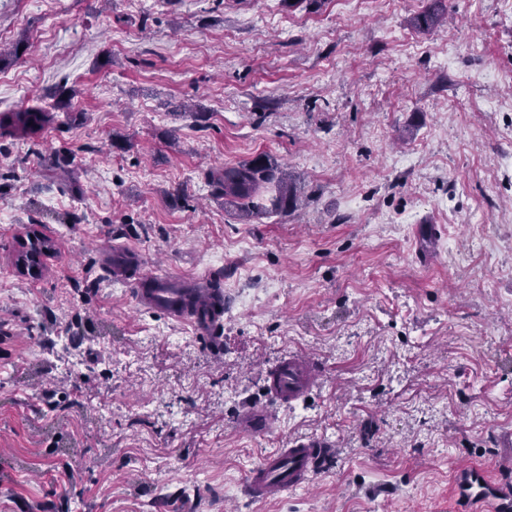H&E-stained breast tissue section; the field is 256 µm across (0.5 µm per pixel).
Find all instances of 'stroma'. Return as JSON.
<instances>
[{"mask_svg": "<svg viewBox=\"0 0 512 512\" xmlns=\"http://www.w3.org/2000/svg\"><path fill=\"white\" fill-rule=\"evenodd\" d=\"M430 2L0 0V113L56 115L0 137V512H459L463 464L512 486V0L423 31ZM258 155L296 210L215 193ZM128 247L220 282L221 352L134 302ZM291 353L321 380L240 434ZM301 435L334 458L249 499ZM55 121L52 112L44 107H27L1 114L0 135L17 139H31ZM43 238L38 234H30L28 239L22 241V250L18 259V266L23 272H38V262L47 252L42 245ZM273 419L264 409H253L244 413L239 422V429L247 434H255L269 430ZM332 443L320 437L301 436L288 448L265 454L247 475L246 487L254 501L269 502L288 490L309 483L333 456Z\"/></svg>", "mask_w": 512, "mask_h": 512, "instance_id": "obj_1", "label": "stroma"}]
</instances>
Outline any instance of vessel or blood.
<instances>
[{
	"instance_id": "1",
	"label": "vessel or blood",
	"mask_w": 512,
	"mask_h": 512,
	"mask_svg": "<svg viewBox=\"0 0 512 512\" xmlns=\"http://www.w3.org/2000/svg\"><path fill=\"white\" fill-rule=\"evenodd\" d=\"M131 263L139 273L131 286L139 305L163 310L172 319L188 323L202 336L217 335L224 310V293L210 288L208 283H197L189 290L192 303L183 300V286L174 277H157L143 271L144 260L138 252H131ZM319 377L318 365L312 358L291 355L267 372L270 397L281 404H293L308 392ZM273 419L266 410L253 409L244 413L239 429L247 434L269 430ZM330 442L320 437L301 436L288 447L265 454L248 472L246 487L250 497L258 502L277 499L284 492L309 483L311 478L332 457ZM454 491L458 502L479 508L480 512H512V487L493 481L486 470L469 466L458 470L454 477Z\"/></svg>"
}]
</instances>
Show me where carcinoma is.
Returning <instances> with one entry per match:
<instances>
[{
	"instance_id": "cac0c4a2",
	"label": "carcinoma",
	"mask_w": 512,
	"mask_h": 512,
	"mask_svg": "<svg viewBox=\"0 0 512 512\" xmlns=\"http://www.w3.org/2000/svg\"><path fill=\"white\" fill-rule=\"evenodd\" d=\"M441 14L428 6L415 18L421 30L433 28ZM55 121L44 107H27L0 115V135L27 140ZM212 183L242 217H259L270 212L286 213L293 206L294 192L284 170L265 155L211 173Z\"/></svg>"
}]
</instances>
